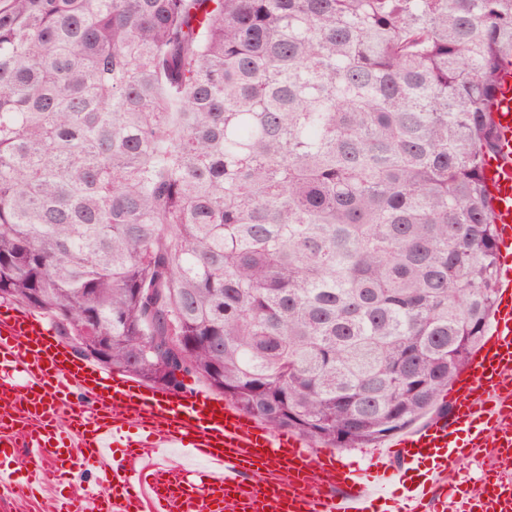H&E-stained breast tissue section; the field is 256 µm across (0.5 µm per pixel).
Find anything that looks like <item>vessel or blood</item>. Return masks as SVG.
Segmentation results:
<instances>
[{"instance_id": "1", "label": "vessel or blood", "mask_w": 512, "mask_h": 512, "mask_svg": "<svg viewBox=\"0 0 512 512\" xmlns=\"http://www.w3.org/2000/svg\"><path fill=\"white\" fill-rule=\"evenodd\" d=\"M484 163L499 246L490 336L448 413L364 462L263 428L202 390L173 396L77 359L41 315L0 306V500L50 512H512V67L491 103ZM139 437H132L129 425ZM181 449L201 466L169 464ZM496 451L469 485L462 465ZM96 465L95 484L78 476Z\"/></svg>"}]
</instances>
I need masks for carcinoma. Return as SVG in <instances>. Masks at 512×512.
Segmentation results:
<instances>
[{
    "mask_svg": "<svg viewBox=\"0 0 512 512\" xmlns=\"http://www.w3.org/2000/svg\"><path fill=\"white\" fill-rule=\"evenodd\" d=\"M506 65L512 0H0V299L336 448L443 413Z\"/></svg>",
    "mask_w": 512,
    "mask_h": 512,
    "instance_id": "cac0c4a2",
    "label": "carcinoma"
}]
</instances>
